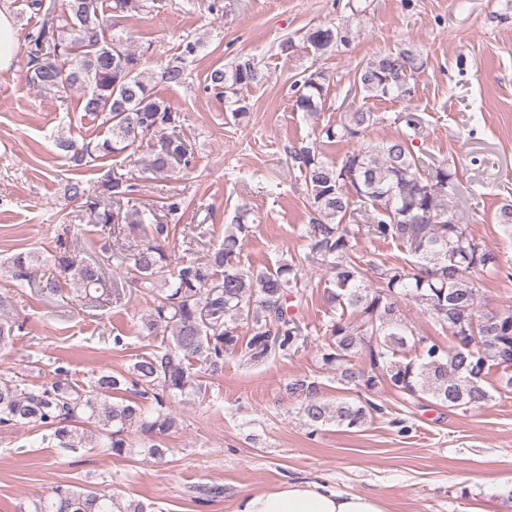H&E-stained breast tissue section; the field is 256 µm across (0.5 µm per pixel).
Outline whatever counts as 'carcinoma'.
<instances>
[{
    "label": "carcinoma",
    "instance_id": "cac0c4a2",
    "mask_svg": "<svg viewBox=\"0 0 512 512\" xmlns=\"http://www.w3.org/2000/svg\"><path fill=\"white\" fill-rule=\"evenodd\" d=\"M104 0H30L42 20L28 34L29 84L78 96L79 108L99 120L95 137L77 142L55 135L58 150L77 167H94L111 156H136L148 144L149 167L155 175L192 170L197 158L181 134L179 113L152 91L144 76V52L131 37L112 33L105 19ZM114 12L132 16L144 0H111ZM316 56L350 44L346 26L323 25L303 39ZM198 43L186 38L181 54L160 73L159 81L187 83L185 61ZM427 64L424 52L410 45L376 56L357 71L355 83L367 98L406 95L410 80ZM267 73L255 59L213 69L209 86L224 97L229 111L247 114L240 91L258 85ZM322 71L304 70L290 85L293 106L315 114L329 96ZM379 117L357 110L347 121L324 126L323 139L353 141L359 147L341 164L314 147L291 152L317 218L305 228V261L327 271L325 302L334 313L322 361L351 389L372 391L387 385L400 399L412 403L429 397L453 409L485 404V386L492 370L501 385L512 389V309L483 312L472 272H498L499 255L457 223L450 201L460 187L457 169L448 163L427 166L412 149L409 136L375 142L365 138ZM139 185L132 177L106 175L91 183L71 178L65 195L88 212L90 223L121 233V225L145 226L144 236L114 247L104 243V257H83L71 248L68 234L58 236L45 260L29 250L14 253L4 269L20 284L30 283L38 262L51 269L39 280L49 295L68 280L85 307L119 299L124 288L153 298L142 320L145 336L161 337L158 349L137 357L130 375L100 373L85 386L63 371L37 387L0 379V428L39 426L59 447L86 445L110 448L121 455L130 447L129 431L148 439L149 454L163 461L169 449L165 436L179 429L167 396L199 393L202 385L194 363L216 374L224 359L237 355L251 362L271 354L295 353L309 344L288 300L303 301L308 284L292 263L275 269H244L240 254L249 235L244 216L224 230V240L204 258L179 257L170 264L167 245L177 234L184 201L164 197L160 219L152 208L136 205ZM395 242L408 248L405 265H370L352 255L354 242ZM408 300L448 327L455 344L447 347L421 335L404 319L399 305ZM247 328L243 336L240 328ZM415 357L407 358V350ZM288 394L301 398L299 412L316 432L336 426L360 429L382 408L369 399H339L329 403L319 385L304 377L288 383ZM27 512H148L141 502L121 504L106 490L57 488L47 497L29 501Z\"/></svg>",
    "mask_w": 512,
    "mask_h": 512
}]
</instances>
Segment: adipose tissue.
<instances>
[{"mask_svg":"<svg viewBox=\"0 0 512 512\" xmlns=\"http://www.w3.org/2000/svg\"><path fill=\"white\" fill-rule=\"evenodd\" d=\"M235 512H386L370 493L346 492L318 482H287L274 491L244 492Z\"/></svg>","mask_w":512,"mask_h":512,"instance_id":"1","label":"adipose tissue"}]
</instances>
